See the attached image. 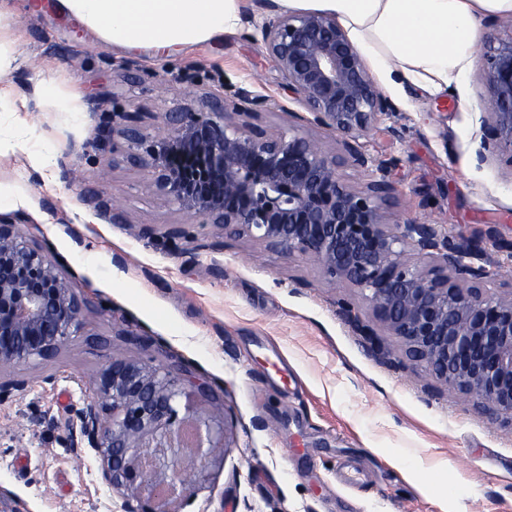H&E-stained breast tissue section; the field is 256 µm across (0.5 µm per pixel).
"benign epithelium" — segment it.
<instances>
[{"instance_id":"benign-epithelium-1","label":"benign epithelium","mask_w":512,"mask_h":512,"mask_svg":"<svg viewBox=\"0 0 512 512\" xmlns=\"http://www.w3.org/2000/svg\"><path fill=\"white\" fill-rule=\"evenodd\" d=\"M261 34L288 91L315 124L340 136L343 154L295 130L255 127L240 107L250 92L241 89L238 101L224 100L206 118L164 113L171 134L134 157L149 186L192 220L288 257H308L328 283L359 289L405 355L512 423V286L496 285L495 275L474 263L480 241H454L433 224L390 220L389 164L380 163L382 177L364 190L340 172L345 164L368 168L357 137L374 129L390 104L336 21L321 13L281 15L264 22ZM486 88L492 109L484 146L512 159V41L490 55ZM122 120L112 135L140 144L134 116ZM90 199L112 223H126L101 192ZM82 309L52 260L0 218V374L54 358L81 334ZM343 314L370 347L397 356L361 315L348 306ZM210 393L208 382L186 368L174 373L141 360H114L97 374L78 415L80 434L126 512H166L184 475L201 473L206 458L224 448L225 419L203 417L192 405Z\"/></svg>"}]
</instances>
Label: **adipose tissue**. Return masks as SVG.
<instances>
[{
	"label": "adipose tissue",
	"mask_w": 512,
	"mask_h": 512,
	"mask_svg": "<svg viewBox=\"0 0 512 512\" xmlns=\"http://www.w3.org/2000/svg\"><path fill=\"white\" fill-rule=\"evenodd\" d=\"M242 0H55L57 14L103 42L168 51L222 37ZM285 12L328 15L392 93L435 96L462 83L484 16L512 17V0H274Z\"/></svg>",
	"instance_id": "ef3b65f1"
}]
</instances>
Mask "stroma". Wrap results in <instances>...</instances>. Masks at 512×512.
Instances as JSON below:
<instances>
[{
    "label": "stroma",
    "mask_w": 512,
    "mask_h": 512,
    "mask_svg": "<svg viewBox=\"0 0 512 512\" xmlns=\"http://www.w3.org/2000/svg\"><path fill=\"white\" fill-rule=\"evenodd\" d=\"M54 2L0 5V45L15 58L0 97V216L85 301L84 329L37 369L10 372L28 385L0 399V512H124L76 422L89 382L114 359L192 370L225 419V452L169 512H449L456 501L512 512L511 425L411 358L370 350L343 305L385 346L399 342L357 289L328 284L308 258L186 219L130 159L168 134L164 113L204 112L206 96L240 88L263 99L254 125L340 152L266 57L259 26L276 15L271 0H247L236 32L163 56L105 43ZM489 52L480 42L464 81L442 95L391 97L379 132L358 138L372 167L342 172L363 188L376 162L389 163V217L483 239L486 263L510 284L512 157L482 146ZM117 112L137 116L142 144L94 148ZM47 148L54 163L36 170ZM94 189L126 224L87 203ZM176 224L186 238H169Z\"/></svg>",
    "instance_id": "stroma-1"
}]
</instances>
